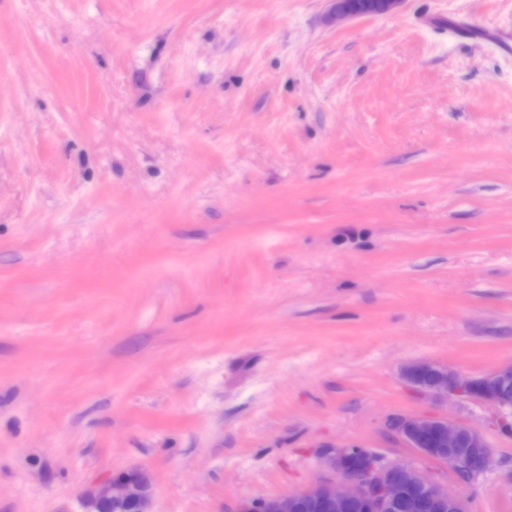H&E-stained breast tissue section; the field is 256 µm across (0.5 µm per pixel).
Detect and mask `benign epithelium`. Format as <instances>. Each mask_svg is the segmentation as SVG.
I'll return each mask as SVG.
<instances>
[{
    "label": "benign epithelium",
    "mask_w": 512,
    "mask_h": 512,
    "mask_svg": "<svg viewBox=\"0 0 512 512\" xmlns=\"http://www.w3.org/2000/svg\"><path fill=\"white\" fill-rule=\"evenodd\" d=\"M404 382L417 394L431 399H468L495 411L502 428L512 429V362L479 376H464L430 361H412L400 369ZM388 429L424 458L442 462L468 482L489 469L491 450L481 433L443 416L397 415ZM325 465L343 484L322 482L287 495L240 502L237 512H342L352 504L363 512H410L419 500H429L442 512H467L466 501L450 495L420 468L384 459L360 446H340L324 458ZM152 479L137 469L109 479L85 502L86 512H150Z\"/></svg>",
    "instance_id": "obj_1"
}]
</instances>
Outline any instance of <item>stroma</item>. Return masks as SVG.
<instances>
[{
    "mask_svg": "<svg viewBox=\"0 0 512 512\" xmlns=\"http://www.w3.org/2000/svg\"><path fill=\"white\" fill-rule=\"evenodd\" d=\"M0 0V512L335 480L340 445L512 512V434L403 364L512 361V0ZM470 423L463 483L385 428ZM152 479L149 472L137 469L109 479L85 502V512H103L106 507L132 512H150Z\"/></svg>",
    "mask_w": 512,
    "mask_h": 512,
    "instance_id": "1",
    "label": "stroma"
}]
</instances>
